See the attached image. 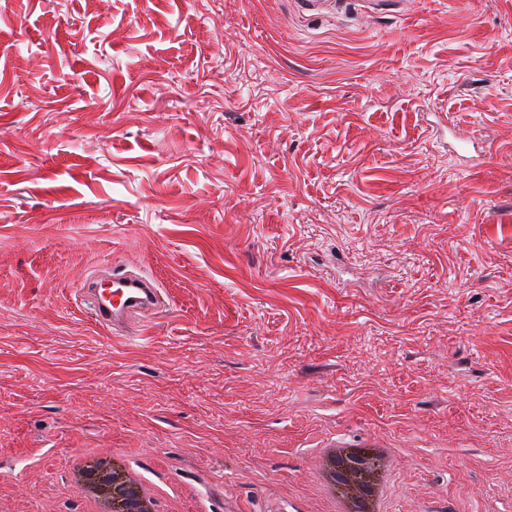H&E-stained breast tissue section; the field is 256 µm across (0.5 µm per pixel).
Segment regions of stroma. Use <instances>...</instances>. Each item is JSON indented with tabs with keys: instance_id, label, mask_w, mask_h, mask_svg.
<instances>
[{
	"instance_id": "35a3bbf8",
	"label": "stroma",
	"mask_w": 512,
	"mask_h": 512,
	"mask_svg": "<svg viewBox=\"0 0 512 512\" xmlns=\"http://www.w3.org/2000/svg\"><path fill=\"white\" fill-rule=\"evenodd\" d=\"M106 265L165 290L133 340ZM332 435L393 448L387 512H512V5L0 0V512H86L72 452L335 512ZM109 286L99 288L98 276L86 278L77 288L81 303L100 325L117 328L139 315L154 314L164 306L162 288L152 273L112 270Z\"/></svg>"
}]
</instances>
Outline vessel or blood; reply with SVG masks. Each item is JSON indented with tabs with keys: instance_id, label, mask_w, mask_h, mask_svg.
I'll return each instance as SVG.
<instances>
[{
	"instance_id": "1",
	"label": "vessel or blood",
	"mask_w": 512,
	"mask_h": 512,
	"mask_svg": "<svg viewBox=\"0 0 512 512\" xmlns=\"http://www.w3.org/2000/svg\"><path fill=\"white\" fill-rule=\"evenodd\" d=\"M78 293L92 318L113 329L138 316L156 313L164 306L160 283L146 271H112L105 288L92 276L81 283Z\"/></svg>"
}]
</instances>
